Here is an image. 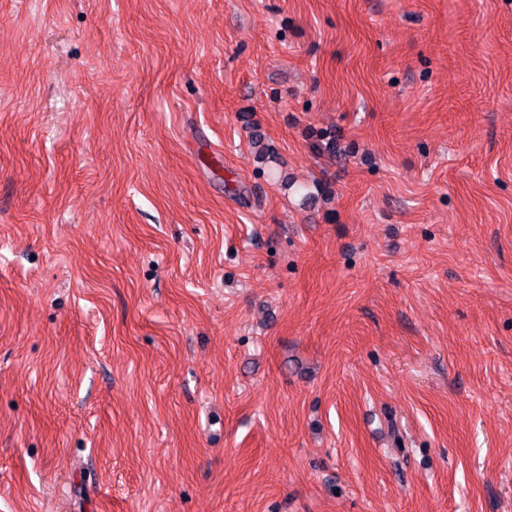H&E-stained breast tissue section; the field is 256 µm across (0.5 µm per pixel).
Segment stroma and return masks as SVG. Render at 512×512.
Wrapping results in <instances>:
<instances>
[{
	"label": "stroma",
	"instance_id": "35a3bbf8",
	"mask_svg": "<svg viewBox=\"0 0 512 512\" xmlns=\"http://www.w3.org/2000/svg\"><path fill=\"white\" fill-rule=\"evenodd\" d=\"M0 512H512V0H0Z\"/></svg>",
	"mask_w": 512,
	"mask_h": 512
}]
</instances>
